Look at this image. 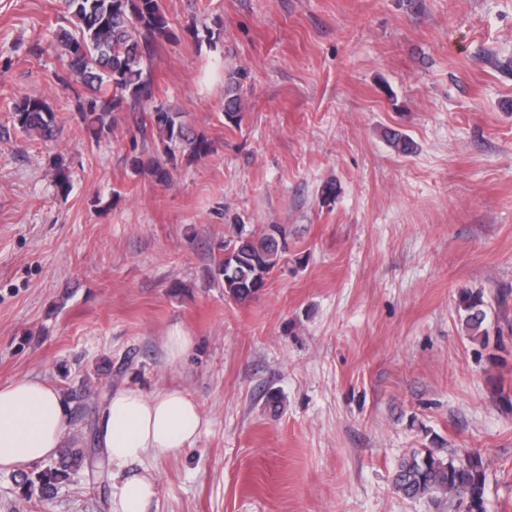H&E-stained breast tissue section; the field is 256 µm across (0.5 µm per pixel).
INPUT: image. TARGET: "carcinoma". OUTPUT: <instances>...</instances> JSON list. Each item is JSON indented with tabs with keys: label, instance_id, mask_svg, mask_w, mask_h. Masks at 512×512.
Masks as SVG:
<instances>
[{
	"label": "carcinoma",
	"instance_id": "carcinoma-1",
	"mask_svg": "<svg viewBox=\"0 0 512 512\" xmlns=\"http://www.w3.org/2000/svg\"><path fill=\"white\" fill-rule=\"evenodd\" d=\"M59 12L70 19L74 31H60L48 47L36 51L49 48L67 63L89 90L79 104L83 122L98 136L108 134L113 113L153 98L152 76L145 60L151 57L157 40L170 36L162 0H59ZM240 109L241 101L230 84L224 95V117L235 122ZM148 119L151 133L156 135L153 156L147 160L132 156L134 173L147 174L156 183L167 185L171 181L168 164L175 158V148L182 147L191 161L212 153V141L205 133L192 131L183 113L160 104ZM12 122L28 137L52 140L58 134L54 112L35 96H24L14 105ZM287 248L286 224H269L260 233L246 229L244 224L233 225L230 239L220 246L216 265L224 295L239 303L250 300L266 287ZM459 305L469 337L486 342L483 294L463 289ZM86 460L92 467L100 463L97 458H86L81 448L66 449L55 465L25 480L28 495H46L68 478L69 470ZM486 473L478 453L441 457L432 448H413L399 461L393 482L405 497L423 500L436 510L446 505L454 512H487Z\"/></svg>",
	"mask_w": 512,
	"mask_h": 512
}]
</instances>
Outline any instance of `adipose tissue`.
I'll use <instances>...</instances> for the list:
<instances>
[{"mask_svg": "<svg viewBox=\"0 0 512 512\" xmlns=\"http://www.w3.org/2000/svg\"><path fill=\"white\" fill-rule=\"evenodd\" d=\"M66 419L61 394L45 381L0 385V470L16 471L57 456ZM201 427L197 403L181 389L111 393L97 439L112 479L113 512H149L154 485L146 476L128 475V468L192 447Z\"/></svg>", "mask_w": 512, "mask_h": 512, "instance_id": "obj_1", "label": "adipose tissue"}]
</instances>
